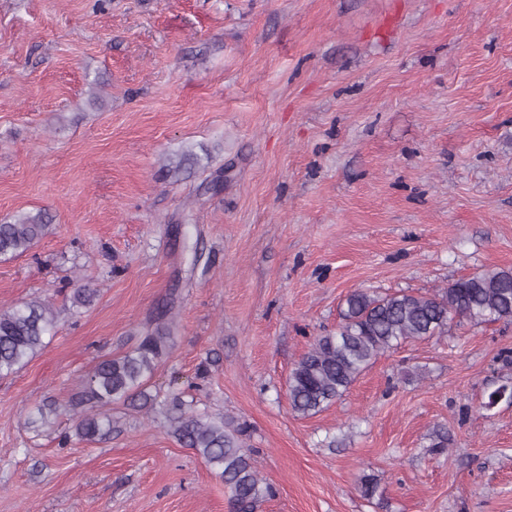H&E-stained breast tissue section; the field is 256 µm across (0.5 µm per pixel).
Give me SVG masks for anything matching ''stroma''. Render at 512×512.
Instances as JSON below:
<instances>
[{
  "instance_id": "1",
  "label": "stroma",
  "mask_w": 512,
  "mask_h": 512,
  "mask_svg": "<svg viewBox=\"0 0 512 512\" xmlns=\"http://www.w3.org/2000/svg\"><path fill=\"white\" fill-rule=\"evenodd\" d=\"M39 209L0 310L61 321L0 378V512H231L153 414L113 406L88 442L63 412L166 308L150 389L247 427L257 512H512V403L481 407L512 386V324L452 323L315 415L288 403L351 292L512 268V0H0V220ZM43 403L61 415L30 425Z\"/></svg>"
}]
</instances>
